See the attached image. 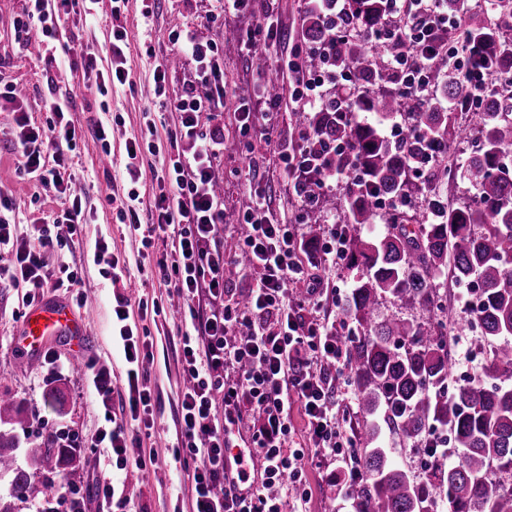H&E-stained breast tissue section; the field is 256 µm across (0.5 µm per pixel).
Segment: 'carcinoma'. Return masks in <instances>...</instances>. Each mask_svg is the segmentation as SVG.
<instances>
[{"mask_svg":"<svg viewBox=\"0 0 512 512\" xmlns=\"http://www.w3.org/2000/svg\"><path fill=\"white\" fill-rule=\"evenodd\" d=\"M448 11L463 19L467 40L478 52L467 58L474 69L494 80L480 112L467 120L483 140L453 168L446 159L456 153L458 130L452 112L418 107L396 84L382 77L386 50L375 51L363 40L336 36L314 9L306 10L302 28L310 48L300 59L304 72L325 67L315 46L334 45L333 63L351 71L341 108L315 110L310 127L338 143H350L365 180L351 183L342 229L349 266L359 275L345 308L353 343L348 362L355 375L354 415L362 419L353 447L362 449L359 467L366 480L355 490L357 512H434L435 502L449 512H512V0H490L472 10L469 0H447ZM345 25L377 29L384 21L376 0H350ZM430 83L448 101L463 106L474 88L448 72L447 57L436 56L428 70ZM374 113L390 123L408 122L402 138L388 140L360 113ZM442 147L441 159L425 182L410 176L412 159L426 142ZM463 173L474 194L453 207L436 203L433 213L398 208L385 215L381 236L364 234L374 221L378 196L409 200L421 194L435 199V188ZM448 270L457 284L478 285L475 322L489 347L481 375L456 386L450 396L448 342L460 333L453 308L439 295L436 274ZM385 297L404 310L428 312L426 319L394 314L376 320ZM386 412L388 426L404 441L437 425L453 434L460 449L456 463L438 466L421 480L411 477L385 448L372 418ZM24 423L20 409L0 399V426ZM19 445L11 430L0 429V473H13V497L35 490L32 475L17 464ZM24 454L36 470H60L76 461L72 449L57 441L33 444Z\"/></svg>","mask_w":512,"mask_h":512,"instance_id":"obj_1","label":"carcinoma"}]
</instances>
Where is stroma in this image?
<instances>
[{
	"mask_svg": "<svg viewBox=\"0 0 512 512\" xmlns=\"http://www.w3.org/2000/svg\"><path fill=\"white\" fill-rule=\"evenodd\" d=\"M24 8V0H0V74L23 91L24 109L41 126L51 118L50 82L69 83L73 91L68 117L84 135L73 153L70 172L86 194L88 222L82 227L79 241L55 247L46 253L45 261L52 268L64 262L77 269L84 295L79 298L72 292L49 290L45 297L73 305L87 322L82 345H73L63 336H52L38 354H28L16 344L26 314L20 291L8 284L0 285V372L5 375L0 393L11 395L28 419L27 427L16 431L20 446L58 438L69 442L76 451L74 467L39 472L37 483L65 484L86 494L87 512H100L90 491L99 478L111 473L112 451L94 447L91 441L106 426L109 412L90 394L83 372L71 369L70 364L96 359L99 366L111 372L116 395H123L127 365L112 343V294H124L131 301L130 324L147 331L153 340L151 386L160 398L161 410L155 432L142 440L146 469L127 474L124 487L115 490L112 512H192L193 489L188 476L191 466L176 462L172 455L180 433L177 404L184 384L174 338L175 296L157 283L139 287L137 267L143 261L144 249L139 238L122 224L111 198L128 191L120 164L125 146L138 135L144 113L156 109L152 82L156 60L169 48L171 34L188 29L200 41L217 44L224 58V109L202 112L199 120L205 129L216 124L224 127L226 148L214 169V178L224 186L225 223H236L255 202L248 176L253 166L265 175L275 213L290 217L297 214L300 205L286 187L282 165L270 157L260 134L242 136L234 114L235 100L254 98L259 79L239 44L225 42L224 29L251 27L255 18L232 14L211 19L207 16V0H161L155 17L146 23L139 19L137 0H129L125 55L130 83L105 103L86 88L81 70L65 67L64 51L51 56L45 53L37 36L16 37L13 21ZM98 123L109 133L111 154L107 157L92 133ZM14 129L12 110L0 108V188L13 190L16 222L20 233L26 235L32 231V222L51 220L59 203L53 190L20 183L16 172L18 155L12 145ZM100 239L108 242L112 254L126 262L118 281L104 278L93 261L94 245ZM147 297L162 303L161 315H142L137 303ZM54 389L61 392V402L56 407L47 399L48 392Z\"/></svg>",
	"mask_w": 512,
	"mask_h": 512,
	"instance_id": "1",
	"label": "stroma"
}]
</instances>
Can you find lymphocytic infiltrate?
Instances as JSON below:
<instances>
[{"instance_id":"1","label":"lymphocytic infiltrate","mask_w":512,"mask_h":512,"mask_svg":"<svg viewBox=\"0 0 512 512\" xmlns=\"http://www.w3.org/2000/svg\"><path fill=\"white\" fill-rule=\"evenodd\" d=\"M100 2L26 0L22 15L14 21V32L39 30L46 53H54L71 14L79 12L98 21ZM108 2L113 37L109 69H99L93 52L80 55L87 88L102 97L128 80L124 53L128 0ZM381 2L391 24L362 30V37L389 46L386 70L404 89L415 92L423 104H439L428 81V65L442 54L448 58L451 74L464 72L459 53L462 20L445 11L443 0ZM212 8L221 15L255 14V25L241 41L247 51L274 47L284 39L281 28L267 17L263 0H212ZM177 50L193 64L195 81L210 86L211 97L198 99L189 87L169 96L170 70L163 59L154 68L153 91L159 107L177 116L175 137L192 141L194 150L168 155L160 168L146 169L143 152L158 150L157 121L154 113H146L139 137L126 146L123 166L131 188L120 201V213L129 232L151 252L149 264L139 269L143 281L159 280L183 301L177 312L176 338L178 362L187 383L178 399L180 441L173 456L194 463L192 512H286L287 506L306 502L307 471L332 465L345 472L333 483V495L345 505H354V489L363 476L351 465L352 438L336 400V372L347 357L349 343L341 334L345 317L324 315L320 279L302 258L305 238L300 225L273 219L261 202L239 219V252L249 257V268L258 272L259 279L243 297L225 289L224 269L235 259L224 253V201L212 191L213 166L224 154V129L217 125L205 133L198 130L199 112L224 106V71L218 47L199 42L192 34H185ZM299 56L298 48L286 51L281 77H292V96L302 109L327 106L330 86L347 80V70L327 67L316 75L303 74L298 70ZM54 93L53 118L47 129L34 126L28 112L18 110L15 144L20 177L52 188L61 201L60 211L51 222L35 225L33 235H19L13 194L0 189V248L14 256L10 266L0 267V281L24 288L26 305L39 300L45 289L82 284L81 276L68 264L52 269L44 261L45 253L62 239L79 237L85 222L83 196L66 175L80 137L65 117L71 96L59 87ZM280 107L275 98L257 113L243 101L237 107L238 121L245 131L263 127L267 146L284 163L289 189L306 211L320 190L319 179L338 175L332 164L346 147L311 129L302 133L300 144L283 147L275 135ZM147 182L154 184L155 192L143 219L139 187ZM301 283L305 294L293 295L292 286ZM113 299L116 343L127 364L128 395L120 415L110 417L109 428L100 431L94 444L111 449L112 467L120 474L142 468L141 441L155 430L161 404L148 385L153 343L129 325V298L117 293ZM296 408L307 422L309 445L305 448L291 445V415ZM229 448L246 451V468L237 472V480L247 479L249 467L260 468L249 499L223 489Z\"/></svg>"}]
</instances>
